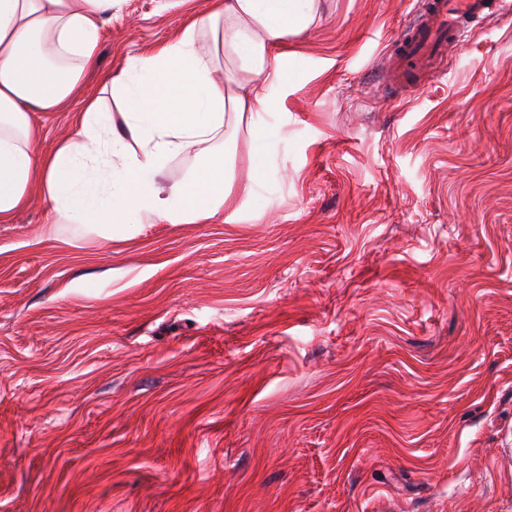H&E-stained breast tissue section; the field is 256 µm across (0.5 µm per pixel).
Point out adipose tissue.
<instances>
[{
    "instance_id": "obj_1",
    "label": "adipose tissue",
    "mask_w": 512,
    "mask_h": 512,
    "mask_svg": "<svg viewBox=\"0 0 512 512\" xmlns=\"http://www.w3.org/2000/svg\"><path fill=\"white\" fill-rule=\"evenodd\" d=\"M116 0H0V223L39 200L47 235L79 225L123 240L139 224H199L236 214L240 132L284 84L281 50L319 0H211L173 37L101 76L76 129L43 150L34 112L70 104L96 68ZM189 160L183 176L161 177Z\"/></svg>"
}]
</instances>
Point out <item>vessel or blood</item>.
<instances>
[{
    "label": "vessel or blood",
    "mask_w": 512,
    "mask_h": 512,
    "mask_svg": "<svg viewBox=\"0 0 512 512\" xmlns=\"http://www.w3.org/2000/svg\"><path fill=\"white\" fill-rule=\"evenodd\" d=\"M495 8L511 9L512 0H498L494 6L489 0H414V21L390 52L392 67L410 64L422 82L431 81L440 74L449 46Z\"/></svg>",
    "instance_id": "1"
}]
</instances>
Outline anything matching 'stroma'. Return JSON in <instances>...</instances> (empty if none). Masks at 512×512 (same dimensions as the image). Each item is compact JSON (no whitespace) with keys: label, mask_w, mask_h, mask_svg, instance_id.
Wrapping results in <instances>:
<instances>
[{"label":"stroma","mask_w":512,"mask_h":512,"mask_svg":"<svg viewBox=\"0 0 512 512\" xmlns=\"http://www.w3.org/2000/svg\"><path fill=\"white\" fill-rule=\"evenodd\" d=\"M209 0H121L102 72ZM409 0L289 39L238 219L0 223V512H512V13L403 92Z\"/></svg>","instance_id":"obj_1"}]
</instances>
